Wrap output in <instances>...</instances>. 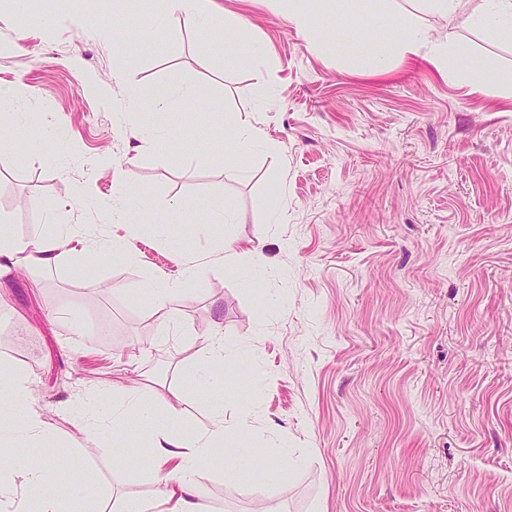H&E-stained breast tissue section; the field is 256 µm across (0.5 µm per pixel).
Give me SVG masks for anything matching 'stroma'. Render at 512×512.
Wrapping results in <instances>:
<instances>
[{
	"mask_svg": "<svg viewBox=\"0 0 512 512\" xmlns=\"http://www.w3.org/2000/svg\"><path fill=\"white\" fill-rule=\"evenodd\" d=\"M214 2L235 22L219 53L181 18L156 19L160 0H91L136 49L127 93L113 83L123 45L43 28L51 0L23 12L0 0V84L30 88L0 103L16 123L0 217L20 236L97 224L72 196L87 180L99 197L124 188L149 205L132 258L0 279V359L27 373L50 433L30 464L54 455L81 470L104 512L150 497L142 433L123 441L137 461L118 463L111 442L87 437L83 411L65 409L79 389L146 377L186 398L188 431L209 427L218 398L226 427H255L199 471L214 512H512V93L466 79L474 64L512 73V42L472 22L482 0L448 19L388 0L469 55L452 75L420 57L383 73L374 43L398 32L372 12L342 24L326 2L307 37L278 0ZM254 44L266 50L259 71L239 59ZM174 84L206 96L147 110ZM240 114L278 155L226 162ZM59 125L66 139L49 140ZM176 200L189 213L171 211ZM213 200L234 223H209ZM274 209L281 221L267 223ZM155 211L168 224L152 226ZM225 240L263 266L207 267L192 296L173 297L182 333L166 335L149 284ZM209 328L234 348L237 373L207 388L184 367Z\"/></svg>",
	"mask_w": 512,
	"mask_h": 512,
	"instance_id": "stroma-1",
	"label": "stroma"
}]
</instances>
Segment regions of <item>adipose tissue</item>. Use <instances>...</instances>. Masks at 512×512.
<instances>
[{"instance_id": "adipose-tissue-1", "label": "adipose tissue", "mask_w": 512, "mask_h": 512, "mask_svg": "<svg viewBox=\"0 0 512 512\" xmlns=\"http://www.w3.org/2000/svg\"><path fill=\"white\" fill-rule=\"evenodd\" d=\"M166 13L179 15L205 34L215 35L216 13L214 0H163ZM467 48L462 44H448L431 28L405 20L397 39L378 48L381 63L392 58L417 57L427 54L441 70L454 71L458 58ZM234 135L226 143V152L239 155L256 148L265 154L280 150L277 141L264 130L244 119L233 122ZM134 195L126 191L112 200L98 203L97 210L110 234L97 236L95 229L85 224H57L50 230H35L28 237L16 236L10 224H0V278L19 269L47 270L90 253L130 256L129 240L123 230L135 211ZM240 254L227 243L208 250L205 257L190 260L182 280L157 281L153 284L151 308L167 330L176 327L169 306L174 295L188 293L189 286L201 272L204 263H220L236 269ZM230 351L223 337L206 341L197 359L189 368V375L201 382L222 380L224 365ZM78 404L87 406L91 420L87 432L95 438H112L120 442L124 433L134 426L148 429L150 435L142 452L159 473L160 490L151 498L136 503L135 512H204V489L198 479L202 465L210 462L228 442L230 436H246L249 423H241L235 433L224 426V404L215 402L211 408L209 429L193 434L184 430L183 413L166 408L165 397L145 382L133 390L78 392ZM48 437L41 415L33 402V389L28 375L18 366L0 361V497L7 498L12 512H68L69 503H83L87 512H100L97 499L89 484L69 481L66 492H58L48 480L51 472H59L56 457H48L42 466L26 465L28 448L41 444ZM176 461L175 477L163 476L162 469L169 461Z\"/></svg>"}]
</instances>
